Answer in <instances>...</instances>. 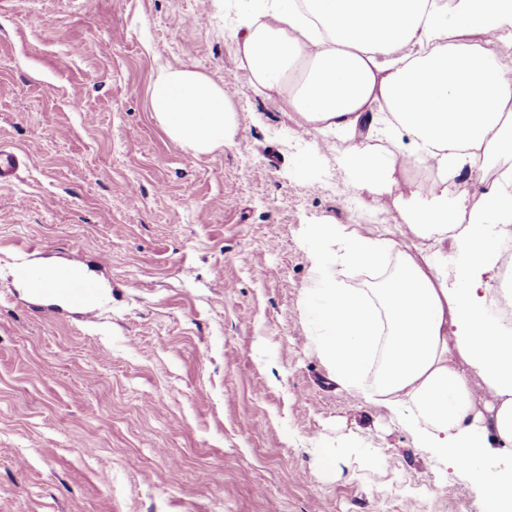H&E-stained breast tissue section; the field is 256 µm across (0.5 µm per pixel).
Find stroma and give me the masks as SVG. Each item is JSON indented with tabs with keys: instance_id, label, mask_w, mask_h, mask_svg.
I'll return each instance as SVG.
<instances>
[{
	"instance_id": "35a3bbf8",
	"label": "stroma",
	"mask_w": 512,
	"mask_h": 512,
	"mask_svg": "<svg viewBox=\"0 0 512 512\" xmlns=\"http://www.w3.org/2000/svg\"><path fill=\"white\" fill-rule=\"evenodd\" d=\"M252 4L0 0V146L31 154L0 184V512L483 510L309 345V225L404 219L342 193L347 141L256 91L230 36ZM166 65L232 79V144L169 140ZM76 249L109 287L93 323L18 284Z\"/></svg>"
}]
</instances>
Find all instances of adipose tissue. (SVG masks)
<instances>
[{"label":"adipose tissue","mask_w":512,"mask_h":512,"mask_svg":"<svg viewBox=\"0 0 512 512\" xmlns=\"http://www.w3.org/2000/svg\"><path fill=\"white\" fill-rule=\"evenodd\" d=\"M480 42L470 41V34ZM233 37L259 92L281 98L307 133L350 140L336 161L354 192L397 193L407 232L438 248L416 259L399 242L338 224L311 225L309 341L355 398L385 407L445 466L465 470L484 512H512V328L491 322L496 278L512 264L501 239L512 224V0H263ZM416 46L414 54L400 50ZM150 112L193 155L233 140L226 86L185 66L160 68ZM394 142L382 149L380 140ZM437 167L433 182L401 183L407 162ZM481 189L471 204L458 179ZM373 272L351 288L340 272ZM463 357L486 381L475 392Z\"/></svg>","instance_id":"ef3b65f1"}]
</instances>
